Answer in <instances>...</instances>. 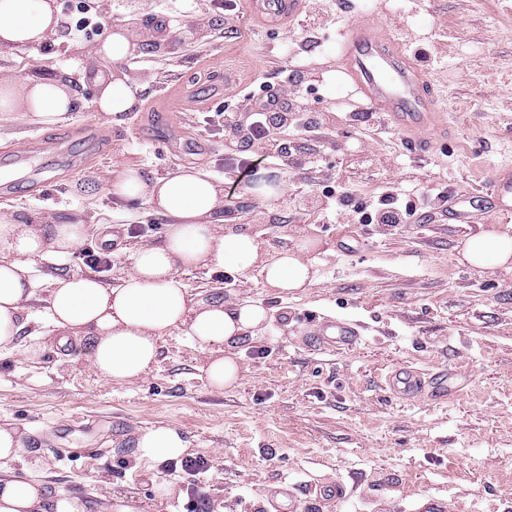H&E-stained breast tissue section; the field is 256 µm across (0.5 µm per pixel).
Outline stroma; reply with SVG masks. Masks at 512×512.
I'll return each mask as SVG.
<instances>
[{
	"label": "stroma",
	"mask_w": 512,
	"mask_h": 512,
	"mask_svg": "<svg viewBox=\"0 0 512 512\" xmlns=\"http://www.w3.org/2000/svg\"><path fill=\"white\" fill-rule=\"evenodd\" d=\"M102 6L108 27L133 20L144 35L119 64L139 89L138 104L120 125L96 112L97 65L79 57L87 43L60 10L41 69L78 98L65 126H94L109 143L90 156L74 141L79 165L48 170L50 199L20 184L0 194V211L85 224L89 244L102 223L152 225L148 235L124 232L113 242L112 266L100 277L118 286L134 252L163 240L166 221L144 201L115 202L105 176L128 166L148 179L197 167L230 183L236 171L224 161L236 145L221 128L200 125L212 149L194 152L163 104L191 93L204 111L223 108L225 95L249 92L284 53L303 76L298 105L321 119V131L289 136L287 157L254 164L246 187L225 200L223 226L255 236L273 255L315 243L318 275L286 293L255 269L182 273L195 299L248 301L268 312L261 335L231 346L240 379L223 390L207 380L209 351L184 330L159 339L146 374L114 383L92 366L88 338L27 324L0 351V424L24 432L27 450L43 461L39 480L52 495L78 498L84 512H189L194 494L181 473L136 459L141 431L163 424L180 431L188 455L208 459L200 487L210 512H264L283 487L297 497V512H512V267L458 260L483 229L512 236V217L463 226L435 215L394 232L325 218L322 193L331 181L365 201L388 182L408 195L434 186L476 193L512 167V0H306L290 31L215 14L212 0ZM366 14L403 46L424 44L437 56L432 79L448 128L431 133L426 149L403 144L395 128L375 134L355 119L362 100L336 68V47L344 24ZM223 67L236 72L226 91ZM265 185L280 194L265 196ZM340 240L349 250L337 248ZM326 315L359 321L361 342L345 351L310 347L311 320ZM405 365L453 366L470 382L449 400H400L386 379ZM336 482L344 501L317 498L315 486Z\"/></svg>",
	"instance_id": "35a3bbf8"
}]
</instances>
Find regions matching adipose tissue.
<instances>
[{"mask_svg": "<svg viewBox=\"0 0 512 512\" xmlns=\"http://www.w3.org/2000/svg\"><path fill=\"white\" fill-rule=\"evenodd\" d=\"M59 26L56 0H0V48L34 50L52 40ZM141 33L127 27L111 32L87 50L90 59L112 62L98 74L93 103L107 122L123 123L137 102V87L117 69V62L138 47ZM77 102L70 86L34 71L23 78L0 77V112H29L44 124L62 121ZM109 194L142 199L168 219L163 243L138 250L131 270L119 287L101 282L95 273H75L60 280L48 299L46 317L64 333L90 339V360L108 381L136 378L158 357V341L173 328H184L194 345L231 346L256 336L267 320L261 306L237 302L194 300L179 279L181 270L197 266L230 268L238 272L259 267L267 285L284 291L312 284L315 272L302 251L266 257L253 236L217 232L223 190L209 174L196 169L153 180L127 168L106 178ZM84 224H55L45 228L39 219L0 212V350L12 346L22 329L21 315L35 299L42 282L32 275L35 260L62 261L81 239ZM475 267L512 262V237L493 230L469 237L461 252ZM187 442L178 429L158 425L142 431L137 455L145 462L182 456ZM23 463L25 476L13 475V463ZM39 459L28 458L24 435L0 425V512H84L73 497H49L33 473Z\"/></svg>", "mask_w": 512, "mask_h": 512, "instance_id": "ef3b65f1", "label": "adipose tissue"}]
</instances>
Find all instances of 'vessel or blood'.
<instances>
[{
    "label": "vessel or blood",
    "mask_w": 512,
    "mask_h": 512,
    "mask_svg": "<svg viewBox=\"0 0 512 512\" xmlns=\"http://www.w3.org/2000/svg\"><path fill=\"white\" fill-rule=\"evenodd\" d=\"M247 12L257 23L292 28L303 10V0H245ZM337 63L352 80L355 92L373 110L387 113L405 139L419 140L424 131L434 129L439 111L433 80L413 68L400 43L386 25L371 19L351 23L342 33ZM16 162L41 155L47 162L69 156L62 140L38 136L15 151ZM487 203L502 214L512 213V169L496 173L488 192ZM363 335L359 323L345 319L323 318L314 328L311 344L319 350L349 349ZM465 379L460 372L448 369L423 373L401 367L388 377L390 392L413 401L428 395L450 396L460 392Z\"/></svg>",
    "instance_id": "1"
}]
</instances>
